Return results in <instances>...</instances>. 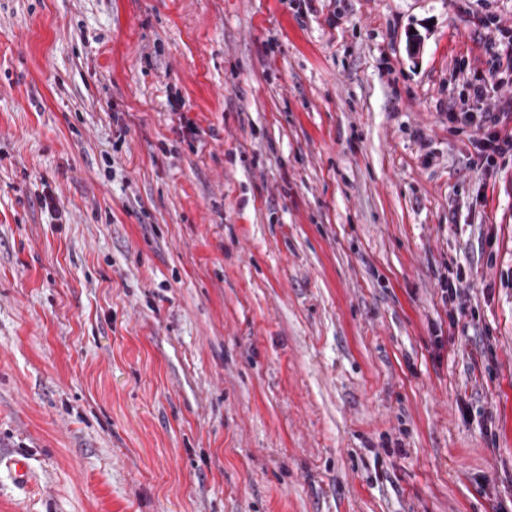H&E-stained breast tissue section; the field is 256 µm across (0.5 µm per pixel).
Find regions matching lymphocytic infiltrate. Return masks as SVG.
<instances>
[{"label": "lymphocytic infiltrate", "instance_id": "obj_1", "mask_svg": "<svg viewBox=\"0 0 512 512\" xmlns=\"http://www.w3.org/2000/svg\"><path fill=\"white\" fill-rule=\"evenodd\" d=\"M475 40L487 56L488 77L470 83L466 108L448 107L451 132L467 135L470 162L485 173L512 164V130L503 127L512 118V97H501L512 85V25L491 14H474Z\"/></svg>", "mask_w": 512, "mask_h": 512}]
</instances>
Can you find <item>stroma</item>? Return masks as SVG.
Segmentation results:
<instances>
[{"label":"stroma","instance_id":"35a3bbf8","mask_svg":"<svg viewBox=\"0 0 512 512\" xmlns=\"http://www.w3.org/2000/svg\"><path fill=\"white\" fill-rule=\"evenodd\" d=\"M314 5L0 0V512H512V0ZM475 40L488 56L489 78L470 82L466 79L469 94L466 108L457 109L448 101V128L457 134H468L470 165L480 166L491 174L512 163V129H502L510 117L512 122V96L499 97L506 84L512 86V24L503 23L500 17L491 14L473 15ZM505 75V78L503 77ZM498 78V79H497ZM494 99L493 109L486 106Z\"/></svg>","mask_w":512,"mask_h":512}]
</instances>
